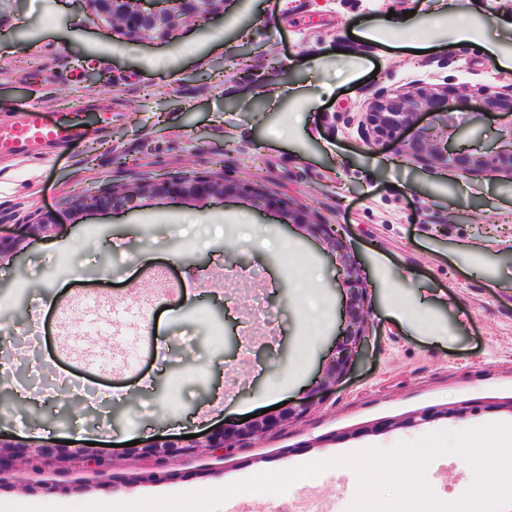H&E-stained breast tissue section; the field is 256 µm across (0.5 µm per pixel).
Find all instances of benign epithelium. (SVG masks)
Returning a JSON list of instances; mask_svg holds the SVG:
<instances>
[{
  "mask_svg": "<svg viewBox=\"0 0 512 512\" xmlns=\"http://www.w3.org/2000/svg\"><path fill=\"white\" fill-rule=\"evenodd\" d=\"M100 19L118 27L119 34L128 40L140 38L156 31L163 35L177 20L204 19L215 12L223 0H168V11L155 15L138 8L139 0H88ZM475 109L484 112H499L511 118L506 134L499 138L496 151L490 154L478 153L465 146L448 148L444 133L456 126L455 113ZM431 113L432 121L417 124L418 115ZM370 150L377 151L387 142L401 139V134L412 130L411 135L402 139V152L412 156L419 163L430 166L442 164L458 172L467 179L484 177H504L512 180V87L503 92H493L487 86L476 89L469 85L438 89L428 85H411L392 90L373 103L364 120L359 125ZM216 172H197L182 177H161L156 186L167 192H176L190 185L201 193L210 192L217 183ZM127 203V198L112 193L105 188L101 193L88 198L86 205L99 207L110 205L119 208ZM350 283V304L347 310L348 321L342 329V338L337 345L333 370L342 373L352 351L366 336L368 309L365 308L366 287L361 274L347 271ZM289 418L284 413L278 420L255 419L247 425L213 435L203 441L190 440L181 445L188 448H228L232 441L250 439L267 433L278 423ZM174 444L168 441H154L138 449L137 456L161 458L170 454ZM22 454V445L0 437V473L13 466Z\"/></svg>",
  "mask_w": 512,
  "mask_h": 512,
  "instance_id": "obj_1",
  "label": "benign epithelium"
}]
</instances>
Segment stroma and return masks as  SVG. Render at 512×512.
<instances>
[{
    "instance_id": "obj_1",
    "label": "stroma",
    "mask_w": 512,
    "mask_h": 512,
    "mask_svg": "<svg viewBox=\"0 0 512 512\" xmlns=\"http://www.w3.org/2000/svg\"><path fill=\"white\" fill-rule=\"evenodd\" d=\"M437 9L227 0L207 20L128 42L87 0H0V128L20 126L30 103L63 113L77 98L95 115L77 141L0 152V225L42 222L0 254V434L31 454L90 442L112 460L108 474L22 461L0 480V505L217 489L433 431L512 424V182H466L395 141L371 157L358 131L380 92L409 82L512 85V67L497 62L512 56V24L460 44L421 27ZM390 14L410 17L408 48L361 38ZM418 42L426 50L412 53ZM87 56L100 73L92 86L76 79ZM204 171L222 172L226 190L151 185ZM243 182L291 204L257 208ZM107 186L129 205H79ZM304 213L335 225L340 243L300 223ZM349 263L366 279L370 334L332 380ZM65 375L80 381L79 403L55 388ZM20 385L38 400L19 403ZM302 402L301 420L226 454L132 456L134 440L204 437ZM147 470L164 480L142 479ZM428 479L453 501L473 474L447 455ZM357 485L335 467L231 501L347 512Z\"/></svg>"
}]
</instances>
